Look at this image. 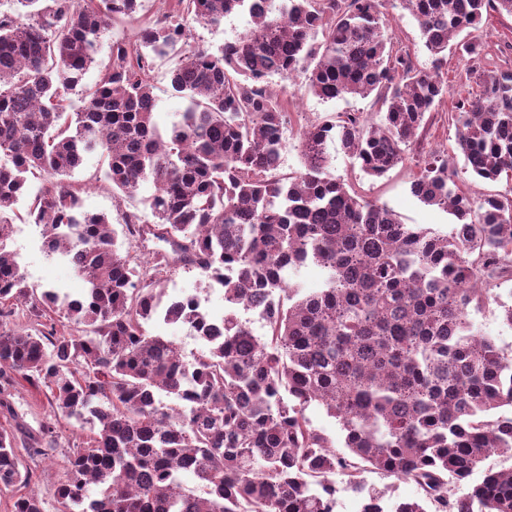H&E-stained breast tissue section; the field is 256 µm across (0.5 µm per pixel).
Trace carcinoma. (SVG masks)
<instances>
[{
    "label": "carcinoma",
    "instance_id": "cac0c4a2",
    "mask_svg": "<svg viewBox=\"0 0 512 512\" xmlns=\"http://www.w3.org/2000/svg\"><path fill=\"white\" fill-rule=\"evenodd\" d=\"M280 2L217 53L180 45L192 24L219 26L250 0H174L142 22L138 0H16L0 13V410L13 413L24 380L48 390L56 416L20 449L0 429L11 512H45L20 452L52 456L61 419L86 441L49 489L55 512H334L337 474L365 492L359 512H512V468L464 487L490 455L512 458V356L472 319L494 303L512 330V303L493 292L512 273V196L471 195L430 154L411 192L455 222L405 224L349 190L328 151L340 140L373 178L405 162L448 95L441 68L457 54L480 87L448 116L465 168L511 181L512 69L490 62L471 31L491 11L512 15V0H401L430 71L383 22L390 0ZM123 22L136 23L133 38L112 42V63L83 89L101 36ZM170 55L186 107L162 124L147 74ZM295 74L320 99L373 94L380 107L374 120L345 112L300 127L302 168L284 176L288 95L267 80ZM78 88L82 106L69 112ZM95 152L113 193L154 183V223L127 214L118 232L83 209L67 177ZM36 172L44 184L31 196ZM26 196L46 252L84 282L79 296L31 287L20 272L7 241ZM179 263L224 289V316L191 296L162 304ZM308 266L322 273L313 291L296 282ZM20 306L57 322L12 327ZM153 320L186 326L203 349L185 360L148 334ZM58 322L86 329L60 333ZM312 405L336 420L343 450L311 425ZM368 470L413 482L421 497L364 491Z\"/></svg>",
    "mask_w": 512,
    "mask_h": 512
}]
</instances>
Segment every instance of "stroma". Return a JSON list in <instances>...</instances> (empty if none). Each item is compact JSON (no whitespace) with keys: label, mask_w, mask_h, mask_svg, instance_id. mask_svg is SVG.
<instances>
[{"label":"stroma","mask_w":512,"mask_h":512,"mask_svg":"<svg viewBox=\"0 0 512 512\" xmlns=\"http://www.w3.org/2000/svg\"><path fill=\"white\" fill-rule=\"evenodd\" d=\"M387 25L393 28L401 39L411 59L420 70L431 68L432 56L424 45L418 24L409 11L395 6L388 8L385 14ZM250 25L248 14L240 13L225 19L218 27L194 25L188 42L193 46L217 49L225 42L235 39ZM475 39L492 45L499 52L500 62L512 65V15L491 13L483 25L474 33ZM175 63L174 58L157 59L149 73V80L154 88L157 110L160 120L171 119L174 112L182 109L183 101L173 94L170 85V71ZM468 60L457 56L449 57L446 64L448 70V102L438 112L432 113L419 138V145L413 151L411 159L390 170L384 177L374 180L365 176L359 166L343 151L340 143L330 145L335 155L337 175L344 177L364 197L378 201L392 209L406 224H422L441 230L447 229L452 223V216L434 206L420 202L411 192L412 181L421 172V159L428 152L447 153L453 163L460 181L470 185L477 193H503L508 189L506 182L487 184L472 178L466 171L464 159L455 147V129L448 121L458 92L467 91L473 82L467 76ZM273 85H285L288 90L289 123L285 129L286 140L281 150V170L288 173L300 166L298 141L295 131L299 126L332 119L340 112H373L371 100L360 98L323 101L308 94L304 88L303 75H295L293 79L284 81L273 77ZM106 163L100 154L88 155L81 169L74 172L71 181L83 188L82 203L86 210L106 214L114 226H121L124 216L129 212L140 213L145 223H152L153 216L145 206L155 187L153 183H143L135 197L115 199L112 188L105 181L103 174ZM18 212L22 218L15 222L8 246L17 255V260L28 283L38 288H57L70 295H77L82 284L74 276L68 261L60 256H48L43 247L41 226L25 219L26 202H19ZM166 299H175L184 295L197 296L204 309L210 315H223L225 310L224 290L211 281L201 270L190 266H177L163 282ZM14 408L17 419L0 415V426L14 428L16 423H23L32 431L38 430L41 423L52 417L53 410L49 406L44 393L29 384L17 387L14 397ZM84 433L76 426L67 422L59 424L58 449L51 459L31 461L30 467L39 474V481L32 488L39 493H47L49 487L60 476L64 465L66 448L84 440Z\"/></svg>","instance_id":"stroma-1"}]
</instances>
